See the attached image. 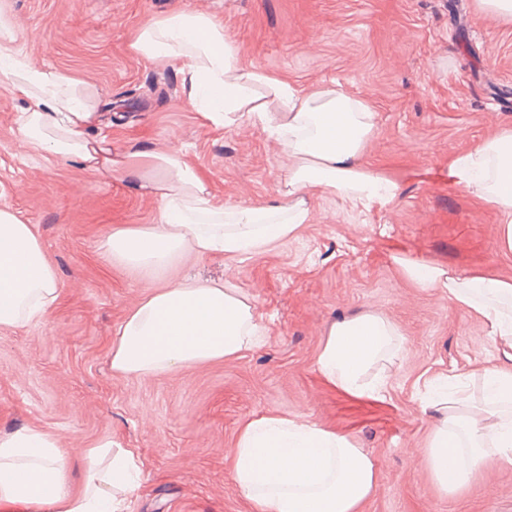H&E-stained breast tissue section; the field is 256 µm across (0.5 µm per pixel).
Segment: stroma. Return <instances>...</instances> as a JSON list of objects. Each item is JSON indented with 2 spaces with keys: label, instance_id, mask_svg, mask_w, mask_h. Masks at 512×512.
Segmentation results:
<instances>
[{
  "label": "stroma",
  "instance_id": "obj_1",
  "mask_svg": "<svg viewBox=\"0 0 512 512\" xmlns=\"http://www.w3.org/2000/svg\"><path fill=\"white\" fill-rule=\"evenodd\" d=\"M215 16L243 63L311 90L338 83L367 99L376 130L363 160L401 184L393 202L359 214L308 192L309 223L277 249L191 259L151 278L117 264L113 229L155 223L160 201L74 159L47 160L18 135L23 99L0 84V205L33 224L56 269L59 298L39 321L0 328V436L54 434L72 461L111 439L133 449L141 485L130 512H254L225 468L240 424L275 411L352 437L379 484L361 512H512V466L440 495L422 462L427 379L511 362L482 323L439 292L408 285L403 256L512 279L497 249L499 215L449 174L451 157L512 126V24L461 0H8L18 44L37 65L78 74L97 93L116 153L179 149L227 204L282 203L279 150L260 123L210 125L157 68L132 56L129 32L178 5ZM226 281L254 300L262 345L240 357L135 376L112 368L114 332L151 284ZM403 338L385 399L351 398L316 368L329 329L364 310Z\"/></svg>",
  "mask_w": 512,
  "mask_h": 512
}]
</instances>
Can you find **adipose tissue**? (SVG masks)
<instances>
[{"label": "adipose tissue", "instance_id": "ef3b65f1", "mask_svg": "<svg viewBox=\"0 0 512 512\" xmlns=\"http://www.w3.org/2000/svg\"><path fill=\"white\" fill-rule=\"evenodd\" d=\"M127 46L145 62L180 64L189 104L213 124L258 116L278 144L287 194L295 202L215 203L175 149L113 156L111 141L87 135L100 121L92 88L77 75L35 65L0 4V82L26 102L19 123L24 140L44 154L79 160L86 170L139 181L160 200L156 223L113 231L104 242L119 263L151 273L186 252L221 258L272 249L308 223L302 196L311 190L361 211L397 197L398 181L362 162L376 129L366 99L333 84L306 93L242 64L221 23L182 7L140 23ZM449 168L477 202L499 213V247L512 254V127L454 156ZM396 264L408 284L447 294L480 319L488 337L512 343V280L489 270L461 275L403 257ZM57 298V273L33 225L1 205L0 327L43 318ZM398 336L373 311L338 322L317 369L348 396L384 399L387 379L371 371L394 354ZM261 341L252 300L238 288L177 280L151 290L125 316L112 345V368L162 375L241 355ZM423 411L432 420L425 461L439 494H458L488 467L512 465V368L487 370L477 396L441 379L429 381ZM82 463L83 482L75 488L70 460L53 434L23 428L0 438V512H126L140 487L135 453L104 440L86 449ZM227 469L256 512H359L378 484L373 461L353 438L279 413L241 424Z\"/></svg>", "mask_w": 512, "mask_h": 512}]
</instances>
